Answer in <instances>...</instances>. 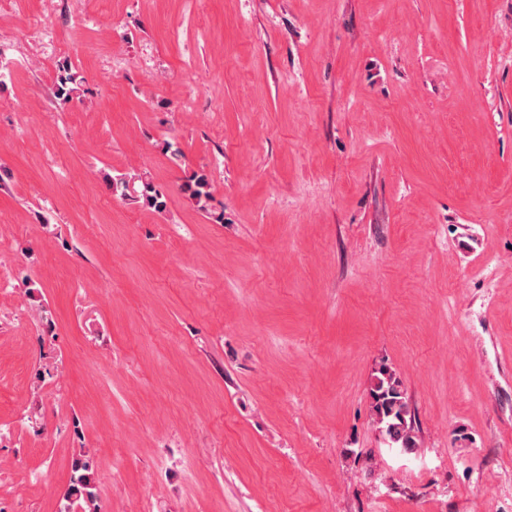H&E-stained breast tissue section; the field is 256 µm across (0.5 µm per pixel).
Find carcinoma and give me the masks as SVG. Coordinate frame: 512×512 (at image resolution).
<instances>
[{
	"instance_id": "obj_1",
	"label": "carcinoma",
	"mask_w": 512,
	"mask_h": 512,
	"mask_svg": "<svg viewBox=\"0 0 512 512\" xmlns=\"http://www.w3.org/2000/svg\"><path fill=\"white\" fill-rule=\"evenodd\" d=\"M54 95L62 107L82 102L85 97L83 77L66 60L56 64ZM108 188L122 198L130 197L158 213L166 209L164 196L152 181L136 173L104 176ZM184 192L194 207L205 214L211 212V192L208 179L196 176L184 186ZM372 411L385 439L392 445L411 451L417 447L406 391L397 375L386 367L379 369L371 388ZM64 512H71L76 505L81 512H98V493L92 459L86 452L80 453L72 463L71 484Z\"/></svg>"
}]
</instances>
